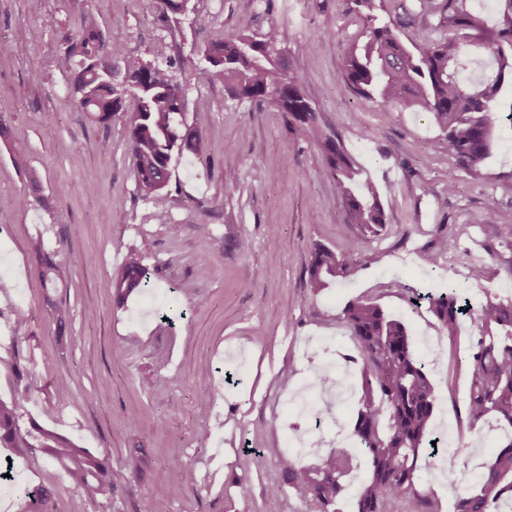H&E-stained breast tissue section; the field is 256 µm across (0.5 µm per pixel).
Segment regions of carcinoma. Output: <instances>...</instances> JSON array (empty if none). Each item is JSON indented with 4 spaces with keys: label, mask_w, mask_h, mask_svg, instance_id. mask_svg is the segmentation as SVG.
Listing matches in <instances>:
<instances>
[{
    "label": "carcinoma",
    "mask_w": 512,
    "mask_h": 512,
    "mask_svg": "<svg viewBox=\"0 0 512 512\" xmlns=\"http://www.w3.org/2000/svg\"><path fill=\"white\" fill-rule=\"evenodd\" d=\"M384 0H350L363 19L364 40L348 51L341 77L356 95L378 101L400 112H423L443 136L448 156L468 170L489 154L504 127L512 130V111L497 104V95L512 79V0H495V24L485 29L473 10L474 0H398L394 10L378 13ZM433 31L440 36L414 49L406 47L401 30ZM126 35L112 31L105 39L99 19L90 12L80 16L75 30L63 36L57 68L68 76L77 108L107 125L121 112L127 128L128 150L143 199L158 208L168 202L172 170L186 153L204 149L203 135L187 125V88L175 73L184 68L182 56L164 62L123 53ZM481 41L497 64L495 73L472 85L459 81L468 67L462 49ZM280 31L272 25L255 35L246 28L219 43L200 49L195 80L205 85L224 80V95L253 105L271 104L288 113L289 122L305 129L323 147L327 180L344 204L347 223L362 235L377 236L386 227V215L376 186L360 178V171L345 153L340 140L323 134L316 108L302 89L300 78L286 67L278 44ZM475 214L489 238L512 247V224H486ZM30 255L40 269L48 292L64 277L39 239ZM363 269L360 247L346 252L316 244L311 251L309 275L314 288L340 285ZM149 284V269L137 251L127 254L124 266L112 276V299L122 305ZM428 309L448 337L457 336L461 322L473 321L475 336L468 354L469 394L463 415L476 430L489 416L512 428V299L488 300L474 307L455 288L427 297ZM58 339L69 328V310L46 295ZM340 318L349 331L363 380V393L350 430L368 469L362 491L350 502V512H434L432 502L417 488L420 460L431 445L436 410L434 387L425 362L413 351L404 323L375 302L348 301ZM20 404L0 402V447L37 448L58 465L80 491L94 499L130 474L143 479L152 460L142 448L129 451L127 468H114L105 456L94 454L69 439L31 423L23 432L18 424ZM466 453L457 443L437 463L453 474ZM281 484L271 490L277 497L286 487L304 490L318 512H343L345 478L354 458L331 448L306 465L279 455ZM194 483L188 467L172 472L171 486L180 492ZM512 490V439L477 475L475 484L455 495L454 512H498L496 502Z\"/></svg>",
    "instance_id": "carcinoma-1"
}]
</instances>
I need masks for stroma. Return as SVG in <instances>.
Segmentation results:
<instances>
[{"instance_id": "1", "label": "stroma", "mask_w": 512, "mask_h": 512, "mask_svg": "<svg viewBox=\"0 0 512 512\" xmlns=\"http://www.w3.org/2000/svg\"><path fill=\"white\" fill-rule=\"evenodd\" d=\"M84 11L105 31L126 33L125 54L149 59L191 58L240 28L260 34L277 26L279 49L320 128L339 135L382 194L388 226L361 243L366 266L358 277L320 291L308 281L314 244L341 251L356 240L343 229L345 210L326 179L321 146L275 106L232 101L220 81L196 84L193 69L180 75L185 118L206 135V151L177 164L165 208L143 200L120 117L105 127L77 109L56 67L60 35L42 25L52 14L69 26ZM362 27L347 0H189L185 14L169 20L141 0H0V39L22 33L30 43L26 54L0 55V118L10 127L8 145L0 144V227L8 231L0 253L11 268L0 277V399L20 401L21 429L38 423L113 466L133 448L155 459L146 479L83 502L40 454L0 447V457L15 461L20 488L12 508L0 505V512H73L78 501L84 512H141L146 500L153 512H314L299 490L269 495L280 479L269 451L288 447L284 422L293 415L281 376L309 381L321 361L306 350L315 337L352 349L340 313L356 298L407 323L416 357L430 365L434 436L467 446L454 476L431 468L418 485L438 512H453L455 490L473 485L476 465L491 459L502 430L490 424L473 432L457 421L468 396L459 358L471 323L449 339L428 309L409 308L408 291L450 285L478 302L512 297V249L471 221L487 213L492 223L512 224V132L476 170L459 168L425 116L360 98L345 85L344 52ZM200 96L207 111L194 107ZM17 154L25 167L15 166ZM39 196L44 205H36ZM243 237L251 242L245 253L236 247ZM36 238L67 267L55 294L71 310L62 342L30 259ZM132 248L144 256L150 284L120 307L111 276ZM478 263L485 276L476 281L469 272ZM19 305L29 315L22 332L13 324ZM340 373L351 390L324 416L326 449L343 447L341 429L359 397L358 364ZM205 387L219 392L206 410L198 400ZM205 431L210 440L199 443ZM180 465L193 469L195 482L175 495L169 473ZM40 485L54 493L35 506L27 491Z\"/></svg>"}]
</instances>
